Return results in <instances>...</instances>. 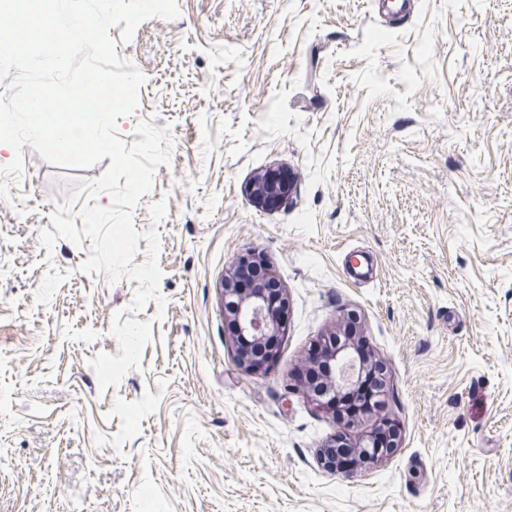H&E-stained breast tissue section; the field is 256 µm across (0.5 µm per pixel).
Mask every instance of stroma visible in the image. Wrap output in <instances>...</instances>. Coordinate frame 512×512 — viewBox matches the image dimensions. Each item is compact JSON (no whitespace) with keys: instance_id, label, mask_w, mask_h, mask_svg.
<instances>
[{"instance_id":"obj_1","label":"stroma","mask_w":512,"mask_h":512,"mask_svg":"<svg viewBox=\"0 0 512 512\" xmlns=\"http://www.w3.org/2000/svg\"><path fill=\"white\" fill-rule=\"evenodd\" d=\"M130 42L145 81L119 118L168 129L132 210L155 231L160 300L140 367L100 389L138 284L88 275L91 241L39 237L109 167L23 146L0 199V512H512V0H177ZM285 168V205L247 188ZM262 253L288 291L260 372L236 360L219 283ZM389 381L355 421L398 432L345 471L301 378L341 320Z\"/></svg>"}]
</instances>
